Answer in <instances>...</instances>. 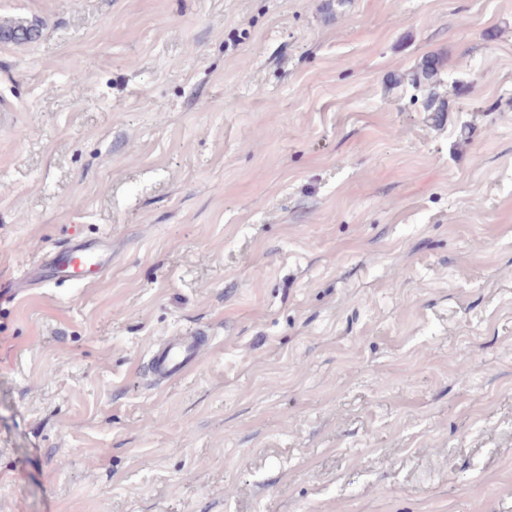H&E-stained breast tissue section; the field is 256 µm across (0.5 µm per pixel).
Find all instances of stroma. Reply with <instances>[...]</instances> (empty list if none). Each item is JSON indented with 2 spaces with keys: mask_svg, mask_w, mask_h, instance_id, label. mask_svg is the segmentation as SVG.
<instances>
[{
  "mask_svg": "<svg viewBox=\"0 0 512 512\" xmlns=\"http://www.w3.org/2000/svg\"><path fill=\"white\" fill-rule=\"evenodd\" d=\"M4 21L0 285L112 263L0 303V512H512V0ZM108 265L109 259L106 260L104 252L94 251L86 243L77 242L59 252L44 257L33 267L28 268L23 272L21 281L29 282L52 277L53 275L60 276L59 272L61 270H67L73 277H79L85 271L94 267V272L98 276L78 279L79 282L90 283L98 279ZM206 336H167L156 345L152 369L161 378L179 376L189 366L199 364L209 350Z\"/></svg>",
  "mask_w": 512,
  "mask_h": 512,
  "instance_id": "35a3bbf8",
  "label": "stroma"
}]
</instances>
